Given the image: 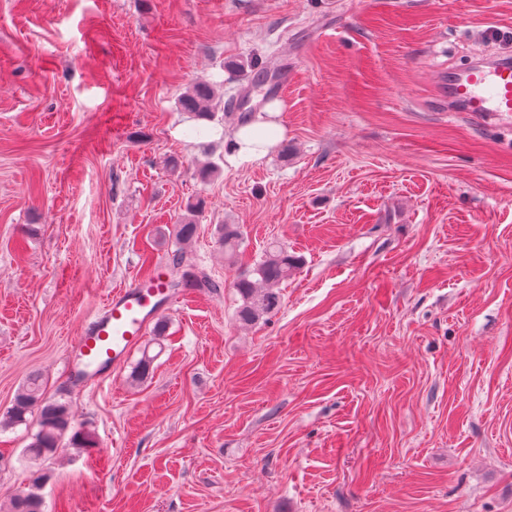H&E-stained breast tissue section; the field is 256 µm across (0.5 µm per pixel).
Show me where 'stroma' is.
Instances as JSON below:
<instances>
[{"mask_svg": "<svg viewBox=\"0 0 512 512\" xmlns=\"http://www.w3.org/2000/svg\"><path fill=\"white\" fill-rule=\"evenodd\" d=\"M493 53L512 0H0V412L37 374L97 441L34 464L0 428V507L512 512V112L442 88ZM270 57L283 137L237 166L229 106ZM273 243L298 265L241 323L232 282ZM177 251L220 290L163 315L146 380L137 351L74 385L85 318ZM216 89L213 83H197L179 99L183 112H193L198 120L214 121V101Z\"/></svg>", "mask_w": 512, "mask_h": 512, "instance_id": "obj_1", "label": "stroma"}]
</instances>
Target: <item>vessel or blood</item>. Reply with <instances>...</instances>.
I'll return each mask as SVG.
<instances>
[{
    "mask_svg": "<svg viewBox=\"0 0 512 512\" xmlns=\"http://www.w3.org/2000/svg\"><path fill=\"white\" fill-rule=\"evenodd\" d=\"M452 112H512V57L449 72L444 83ZM165 265L110 291L70 342L71 374L78 385L106 379L121 367L148 334L154 321L173 309L178 298Z\"/></svg>",
    "mask_w": 512,
    "mask_h": 512,
    "instance_id": "1",
    "label": "vessel or blood"
}]
</instances>
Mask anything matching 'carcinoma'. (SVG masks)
Instances as JSON below:
<instances>
[{
  "mask_svg": "<svg viewBox=\"0 0 512 512\" xmlns=\"http://www.w3.org/2000/svg\"><path fill=\"white\" fill-rule=\"evenodd\" d=\"M215 85L197 83L179 99V107L183 112H191L199 120H214ZM241 240L239 227L224 224L219 229V242L224 252L229 255L236 253ZM297 259L288 254V250L279 244H272L259 261L240 275L233 283L242 300L237 311L238 318L245 323H255L264 316L277 311L281 305V295L276 285L288 279L296 268ZM175 279L187 286H203L213 291L220 284L206 275L190 274L186 271L175 274ZM37 414L38 430L31 437L25 448L26 456L34 461L49 458L57 452L65 435H70L71 444L76 448L90 450L97 447L94 435L72 425L68 404L58 399L43 396L40 379L29 378L27 383L16 395L12 406L6 411L0 424L19 425L27 421V416ZM41 496L29 491L13 498L10 512H42Z\"/></svg>",
  "mask_w": 512,
  "mask_h": 512,
  "instance_id": "carcinoma-1",
  "label": "carcinoma"
}]
</instances>
